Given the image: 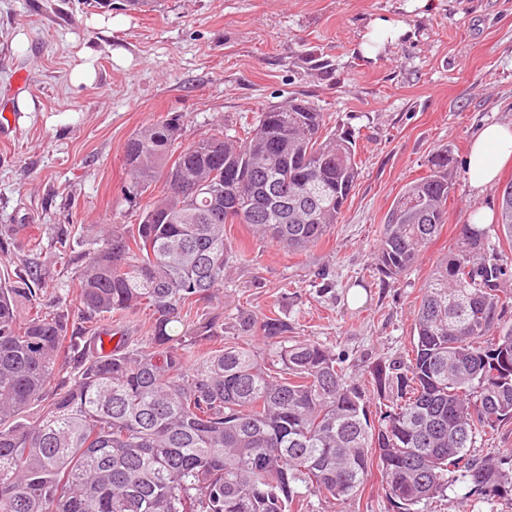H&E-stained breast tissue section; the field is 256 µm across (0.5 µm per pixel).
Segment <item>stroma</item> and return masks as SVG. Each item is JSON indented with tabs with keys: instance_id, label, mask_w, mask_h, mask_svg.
Listing matches in <instances>:
<instances>
[{
	"instance_id": "stroma-1",
	"label": "stroma",
	"mask_w": 512,
	"mask_h": 512,
	"mask_svg": "<svg viewBox=\"0 0 512 512\" xmlns=\"http://www.w3.org/2000/svg\"><path fill=\"white\" fill-rule=\"evenodd\" d=\"M385 20L401 38L362 49ZM88 70L93 78L74 82ZM23 78L8 105L16 131L0 140V239L12 242L0 275L37 258L43 304L74 285L93 228L135 224L150 191L133 192L127 140L162 116L182 114L183 142L215 120L236 128L268 105L297 96L352 135L359 176L339 224L301 253L257 242L244 248L220 299L187 316L212 326L207 346L234 341L240 310L287 320L293 336L330 347L355 374L406 357L418 291L450 254L472 208L492 210L498 182L472 188L469 146L488 124L512 125V0H144L110 10L90 0H0V89ZM455 158L448 221L396 283L373 264L385 217L439 150ZM63 231L66 248L55 245ZM326 279H317V272ZM416 512H512V492L485 496L449 481Z\"/></svg>"
}]
</instances>
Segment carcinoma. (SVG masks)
I'll return each instance as SVG.
<instances>
[{"mask_svg": "<svg viewBox=\"0 0 512 512\" xmlns=\"http://www.w3.org/2000/svg\"><path fill=\"white\" fill-rule=\"evenodd\" d=\"M183 115L141 128L124 150L137 186L160 184L137 224H103L75 291L87 319L41 311L46 272L29 261L0 282V512H302L309 496L343 506L372 469L399 512L444 495L446 474L474 491L512 487V456L473 458L476 438L512 420V327L500 325L512 260L461 224L450 255L420 289L411 355L367 371L375 420L330 348L288 335V321L238 315L255 343L196 347L171 335L224 286L226 225L287 252L318 245L358 178L351 136L293 98L230 130L179 141ZM454 159L436 152L389 211L376 270L399 280L447 222ZM496 229L512 244V207ZM151 312L131 344L121 320ZM73 383L53 382L72 361ZM42 403L43 414L24 421Z\"/></svg>", "mask_w": 512, "mask_h": 512, "instance_id": "1", "label": "carcinoma"}]
</instances>
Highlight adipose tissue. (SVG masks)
Here are the masks:
<instances>
[{
    "mask_svg": "<svg viewBox=\"0 0 512 512\" xmlns=\"http://www.w3.org/2000/svg\"><path fill=\"white\" fill-rule=\"evenodd\" d=\"M512 158V128L490 124L473 142L468 158V178L473 187L481 188L498 176L500 164Z\"/></svg>",
    "mask_w": 512,
    "mask_h": 512,
    "instance_id": "ef3b65f1",
    "label": "adipose tissue"
}]
</instances>
